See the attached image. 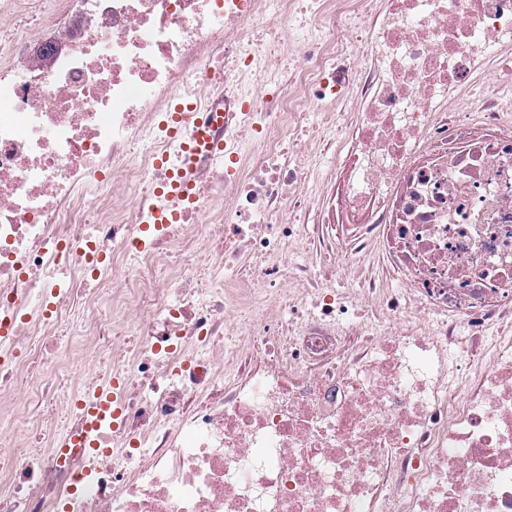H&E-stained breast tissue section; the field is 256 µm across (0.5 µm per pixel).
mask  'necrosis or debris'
<instances>
[{"mask_svg":"<svg viewBox=\"0 0 512 512\" xmlns=\"http://www.w3.org/2000/svg\"><path fill=\"white\" fill-rule=\"evenodd\" d=\"M0 327V512H512V0H0ZM184 112H174L171 116V124L175 128H181L184 126L185 134L187 136L185 147L186 151L193 153L198 150L203 144H209L201 130L195 127H188L185 123Z\"/></svg>","mask_w":512,"mask_h":512,"instance_id":"4bbe7bcc","label":"necrosis or debris"}]
</instances>
